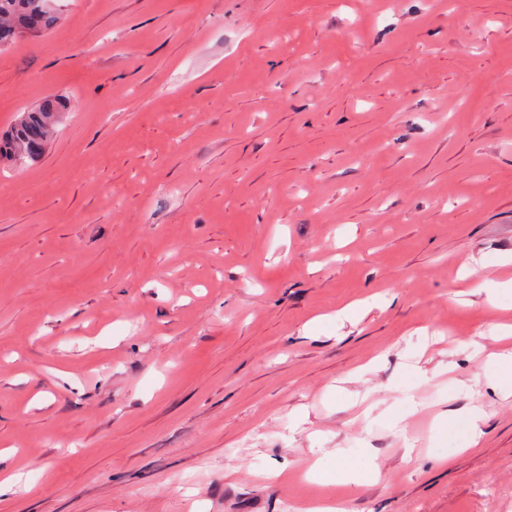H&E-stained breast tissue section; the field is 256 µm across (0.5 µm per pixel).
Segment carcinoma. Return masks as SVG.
<instances>
[{"label": "carcinoma", "instance_id": "obj_1", "mask_svg": "<svg viewBox=\"0 0 512 512\" xmlns=\"http://www.w3.org/2000/svg\"><path fill=\"white\" fill-rule=\"evenodd\" d=\"M56 23L47 0H0V46L11 44L25 31H48ZM56 122L51 102L37 111L23 113L10 130L0 134V161H38Z\"/></svg>", "mask_w": 512, "mask_h": 512}]
</instances>
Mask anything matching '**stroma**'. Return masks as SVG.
Masks as SVG:
<instances>
[{
	"mask_svg": "<svg viewBox=\"0 0 512 512\" xmlns=\"http://www.w3.org/2000/svg\"><path fill=\"white\" fill-rule=\"evenodd\" d=\"M50 5L0 48V130L64 101L0 166V512H512V0ZM57 113L53 102L38 111L24 112L7 132L0 134V161L35 163L54 132Z\"/></svg>",
	"mask_w": 512,
	"mask_h": 512,
	"instance_id": "1",
	"label": "stroma"
}]
</instances>
